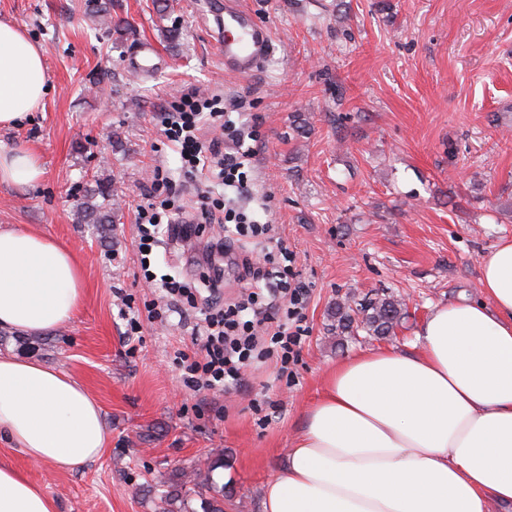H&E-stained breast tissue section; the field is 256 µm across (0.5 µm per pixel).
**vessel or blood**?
Segmentation results:
<instances>
[{
    "mask_svg": "<svg viewBox=\"0 0 512 512\" xmlns=\"http://www.w3.org/2000/svg\"><path fill=\"white\" fill-rule=\"evenodd\" d=\"M204 21L217 37L227 73L249 76L273 51L270 29L256 23L241 0H211Z\"/></svg>",
    "mask_w": 512,
    "mask_h": 512,
    "instance_id": "b4317fda",
    "label": "vessel or blood"
}]
</instances>
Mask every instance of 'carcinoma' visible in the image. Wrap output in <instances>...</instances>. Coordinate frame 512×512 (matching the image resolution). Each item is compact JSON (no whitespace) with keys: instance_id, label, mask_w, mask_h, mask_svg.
Listing matches in <instances>:
<instances>
[{"instance_id":"1","label":"carcinoma","mask_w":512,"mask_h":512,"mask_svg":"<svg viewBox=\"0 0 512 512\" xmlns=\"http://www.w3.org/2000/svg\"><path fill=\"white\" fill-rule=\"evenodd\" d=\"M87 7L90 8V13L98 17L101 24L119 33H132V29L122 26L120 19L112 17L110 0H91ZM97 195L102 202L96 204L88 201L81 207L82 221L87 224H109L113 222L114 210L111 203V179H97ZM406 315V306L392 296L370 300L360 314L346 301L336 303L334 308L336 329L350 336L361 330L369 336L382 339L393 336ZM222 467L224 456L221 455L213 459L207 458L204 472L196 468L190 471L177 468L172 471L170 490L161 497V512H194L190 506L193 495L200 499L201 512H224V487L218 485L212 477V473Z\"/></svg>"}]
</instances>
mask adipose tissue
Returning <instances> with one entry per match:
<instances>
[{"label": "adipose tissue", "instance_id": "ef3b65f1", "mask_svg": "<svg viewBox=\"0 0 512 512\" xmlns=\"http://www.w3.org/2000/svg\"><path fill=\"white\" fill-rule=\"evenodd\" d=\"M44 52L0 21V130L44 97ZM44 170L28 148L0 147V184ZM485 302L437 307L418 349L362 352L329 371L262 512H512V240L484 259ZM72 251L0 230V327L28 333L71 321L82 297ZM0 434L33 463L72 472L104 452L99 404L76 379L0 355ZM0 512H57L45 490L0 463Z\"/></svg>", "mask_w": 512, "mask_h": 512}]
</instances>
